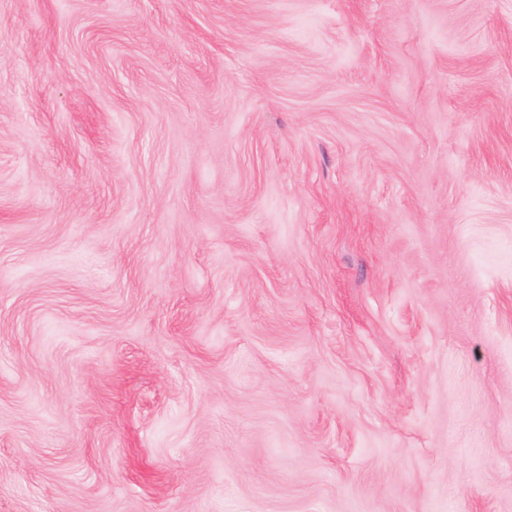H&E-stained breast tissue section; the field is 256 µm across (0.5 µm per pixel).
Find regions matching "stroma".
<instances>
[{"label":"stroma","instance_id":"35a3bbf8","mask_svg":"<svg viewBox=\"0 0 512 512\" xmlns=\"http://www.w3.org/2000/svg\"><path fill=\"white\" fill-rule=\"evenodd\" d=\"M0 512H512V0H0Z\"/></svg>","mask_w":512,"mask_h":512}]
</instances>
